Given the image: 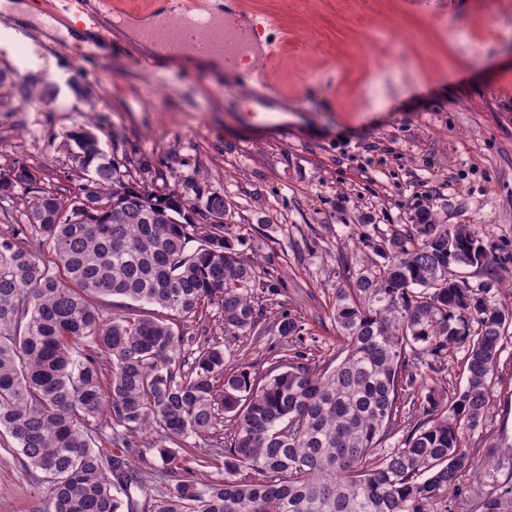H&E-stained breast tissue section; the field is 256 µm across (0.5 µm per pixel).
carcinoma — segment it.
<instances>
[{
	"mask_svg": "<svg viewBox=\"0 0 512 512\" xmlns=\"http://www.w3.org/2000/svg\"><path fill=\"white\" fill-rule=\"evenodd\" d=\"M68 149L79 167L65 185L24 161L0 169V433L49 483L43 512H438L485 462L476 509L512 512L502 443L479 438L512 309L451 273L495 277L505 262L466 226L423 209L370 243L377 259L351 256L331 302L334 361L285 346L257 374L177 329L214 308L226 336L268 331L277 288L237 249L224 193H162L149 158L133 167L86 132ZM21 195L22 209L3 207ZM276 328L304 331L286 312ZM199 441L213 451L187 452ZM142 446L175 478L157 496L136 468Z\"/></svg>",
	"mask_w": 512,
	"mask_h": 512,
	"instance_id": "carcinoma-1",
	"label": "carcinoma"
}]
</instances>
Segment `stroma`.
<instances>
[{"mask_svg": "<svg viewBox=\"0 0 512 512\" xmlns=\"http://www.w3.org/2000/svg\"><path fill=\"white\" fill-rule=\"evenodd\" d=\"M271 45L228 91L208 71L136 68L124 35L58 40L28 24L0 49V169L70 171L67 135L147 156L161 188L191 179L234 204L244 257L279 287L273 314L305 331L310 361L336 352L329 293L339 259L402 232L416 207L466 225L508 264L492 291L512 307V0H232ZM98 90L84 100L72 80ZM54 87L44 105L31 81ZM268 83L293 107L266 112ZM280 337L231 340L232 363L261 371ZM489 437L512 442V343L497 366ZM49 485L0 439V512H41Z\"/></svg>", "mask_w": 512, "mask_h": 512, "instance_id": "35a3bbf8", "label": "stroma"}]
</instances>
